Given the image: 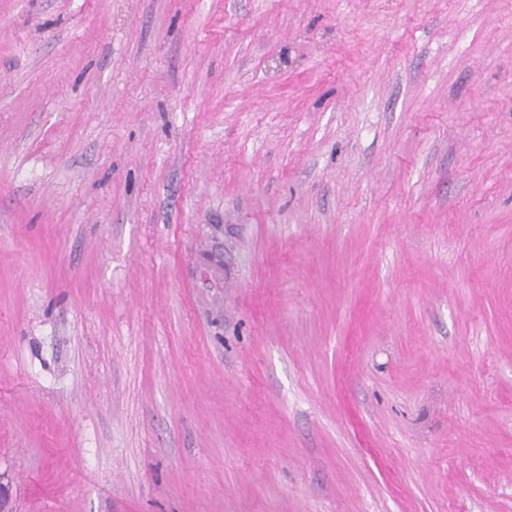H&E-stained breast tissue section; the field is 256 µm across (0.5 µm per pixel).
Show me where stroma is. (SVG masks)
<instances>
[{"instance_id":"obj_1","label":"stroma","mask_w":512,"mask_h":512,"mask_svg":"<svg viewBox=\"0 0 512 512\" xmlns=\"http://www.w3.org/2000/svg\"><path fill=\"white\" fill-rule=\"evenodd\" d=\"M6 512H512V0H0Z\"/></svg>"}]
</instances>
